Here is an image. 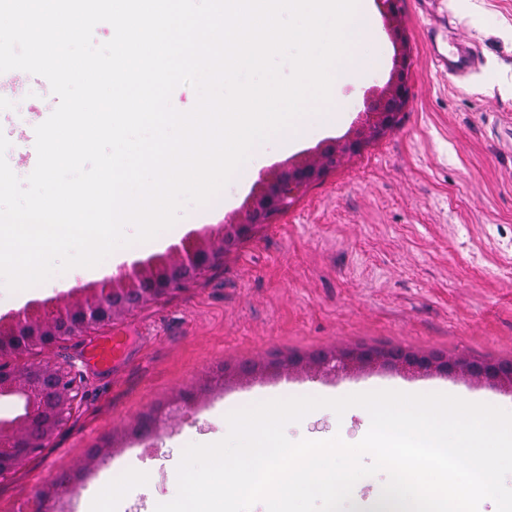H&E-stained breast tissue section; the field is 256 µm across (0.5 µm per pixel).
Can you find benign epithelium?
<instances>
[{"instance_id": "benign-epithelium-1", "label": "benign epithelium", "mask_w": 512, "mask_h": 512, "mask_svg": "<svg viewBox=\"0 0 512 512\" xmlns=\"http://www.w3.org/2000/svg\"><path fill=\"white\" fill-rule=\"evenodd\" d=\"M375 2L393 46V65L386 83L367 92L356 129L341 137L326 138L298 156L262 170L241 205L239 218L228 217L218 225L194 229L163 253L137 256L118 273L99 282L74 288L62 297L32 300L0 317V399L16 397L22 401V412L0 418V474L20 468L30 454L47 447L77 404L74 380L68 372L50 361L19 365L15 363L19 353L83 336L93 327L109 324L193 282L255 228L270 223L288 206L289 199L334 169L343 155L361 149L366 139L391 127L406 100L409 55L398 22L399 0ZM311 364L323 375L353 366H383L408 372L434 370L448 376L465 373L512 385L509 363L446 360L402 348L383 352L328 350L312 357ZM190 401V397L178 395L172 411L153 414V427L176 417Z\"/></svg>"}]
</instances>
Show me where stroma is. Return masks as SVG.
I'll use <instances>...</instances> for the list:
<instances>
[{"label":"stroma","instance_id":"35a3bbf8","mask_svg":"<svg viewBox=\"0 0 512 512\" xmlns=\"http://www.w3.org/2000/svg\"><path fill=\"white\" fill-rule=\"evenodd\" d=\"M402 21L410 92L384 135L346 156L194 282L85 336L19 357L22 365L65 368L77 381L78 405L49 447L0 476V512H19L54 482L60 488L47 502L50 512H79L107 464L119 460L155 463L150 493L135 486L121 493L122 512H145L148 496L171 498L177 485L175 437H215L224 430L218 409L226 398L286 384L395 380L448 386L465 400L482 394L512 403V388L485 380L380 367L212 381L226 365L345 347L512 361V0H403ZM376 32L377 67L336 90L344 121L312 128L287 149L270 142L261 166L353 127L366 90L384 85L392 67L393 46L384 27ZM455 35L472 47V64L461 74L431 61L433 51H451ZM0 95L23 106L0 111V133L11 143V169L24 178L34 168L27 144L58 99L45 78L21 70L9 71ZM257 178H233L209 205H186L160 240L122 248L123 261L164 251L190 230L232 215ZM84 282L65 272L4 293L0 316ZM113 333L124 336L126 354L106 368L88 363L89 344ZM182 392L195 396L185 416L135 435L143 417ZM286 434L354 444L365 423L356 411L339 416L322 408L288 425ZM94 448L109 455L90 465Z\"/></svg>","mask_w":512,"mask_h":512}]
</instances>
